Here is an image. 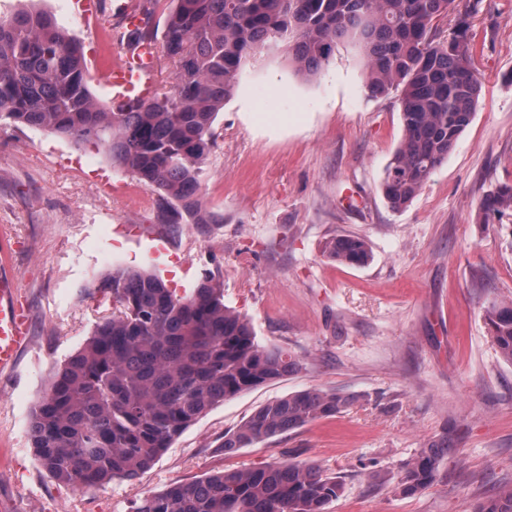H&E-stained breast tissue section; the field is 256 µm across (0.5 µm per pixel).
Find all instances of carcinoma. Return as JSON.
<instances>
[{
	"instance_id": "1",
	"label": "carcinoma",
	"mask_w": 512,
	"mask_h": 512,
	"mask_svg": "<svg viewBox=\"0 0 512 512\" xmlns=\"http://www.w3.org/2000/svg\"><path fill=\"white\" fill-rule=\"evenodd\" d=\"M163 48L175 90L105 108L93 97L81 43L40 10L0 21V120L92 144L112 164L159 195L163 224H217L200 197L213 124L247 60L277 41L297 73L317 76L336 46L363 58L373 95L398 94L402 139L386 166L383 195L407 207L447 160L478 106L482 83L472 67L466 3L452 36L436 42L435 23L455 0H172ZM483 222L512 211V184H497L479 204ZM332 261L367 263L366 241L341 235L325 246ZM112 293L84 345L59 367L28 423L46 471L74 490L133 480L212 407L243 390L302 368L288 352L264 347L250 322L224 307V288L205 277L179 295L146 270L111 269L94 277ZM485 320L499 355L512 362V301L488 306ZM350 400L310 388L271 401L224 434V452L247 448L311 421L333 418ZM442 439L403 470L399 491L435 482ZM342 483L316 464L265 463L231 469L149 494L131 512H326ZM474 512H512V488Z\"/></svg>"
}]
</instances>
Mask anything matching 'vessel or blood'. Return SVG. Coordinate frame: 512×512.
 Returning <instances> with one entry per match:
<instances>
[{
	"mask_svg": "<svg viewBox=\"0 0 512 512\" xmlns=\"http://www.w3.org/2000/svg\"><path fill=\"white\" fill-rule=\"evenodd\" d=\"M94 12H109L127 31L140 29L141 13L132 11L127 0H91ZM154 47L144 41L126 48L122 58L108 69L105 82L112 89V101L122 106L149 97L153 90ZM16 279L0 270V371L12 369L25 341V321L17 305Z\"/></svg>",
	"mask_w": 512,
	"mask_h": 512,
	"instance_id": "obj_1",
	"label": "vessel or blood"
}]
</instances>
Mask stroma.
I'll list each match as a JSON object with an SVG mask.
<instances>
[{
  "label": "stroma",
  "mask_w": 512,
  "mask_h": 512,
  "mask_svg": "<svg viewBox=\"0 0 512 512\" xmlns=\"http://www.w3.org/2000/svg\"><path fill=\"white\" fill-rule=\"evenodd\" d=\"M33 5L82 43L90 90L111 105L103 73L120 51L100 36L116 20H85L74 0H0V19ZM470 35L482 77L473 119L398 212L381 188L402 137L398 96L367 91L346 42L311 80L282 45L247 62L214 122L202 191L222 221L204 228L160 223L157 193L130 195L136 179L103 154L92 156L96 181L74 179L83 147L0 122V266L16 275L28 325L16 366L0 372V512H131L168 486L286 460L340 477L326 512H473L512 488V363L484 317L512 299V212L491 224L479 213L483 195L512 182V0H480ZM261 92L279 111L259 110ZM346 234L365 239L367 264L325 256ZM111 265L146 268L180 292L220 281L257 341L304 368L214 406L150 470L82 497L43 469L28 422L52 374L111 314V297L89 290ZM310 388L350 405L225 454L226 431ZM443 436L452 452L436 481L401 495L405 465Z\"/></svg>",
  "instance_id": "obj_1"
}]
</instances>
